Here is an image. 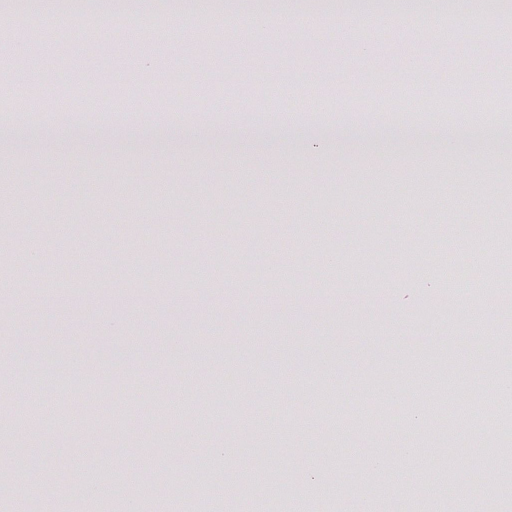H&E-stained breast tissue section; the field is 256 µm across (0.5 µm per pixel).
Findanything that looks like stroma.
<instances>
[{
	"label": "stroma",
	"instance_id": "1",
	"mask_svg": "<svg viewBox=\"0 0 512 512\" xmlns=\"http://www.w3.org/2000/svg\"><path fill=\"white\" fill-rule=\"evenodd\" d=\"M280 2L279 27L246 16L230 38L213 20L204 38L133 44L114 37L116 17L0 45L12 97L52 108L86 90L114 107L0 131V253L13 258L0 341L28 332L39 346L29 383L0 351L11 512H155L174 474L202 484L218 470L235 488L222 512H258L253 471L295 505L326 467L345 489L331 512H400L406 492L440 512L445 463L463 471L453 488L472 512H512V461L474 477L456 453L490 434L466 417L479 389L462 393L452 437L434 429L425 381L443 366L400 379L426 352L461 376L512 342V288L492 274L506 258L483 233L493 222L512 242V145L490 150L455 121L478 90L512 122L494 62L471 52L512 41V12L444 33L407 14L303 21ZM438 63L447 121L414 116L407 98H430ZM464 64L474 81L458 78ZM314 86L334 94L330 117L303 115ZM146 243L164 275L145 277ZM87 275L111 289L57 303L51 280ZM443 302L457 319L433 315ZM22 454L29 483L14 479Z\"/></svg>",
	"mask_w": 512,
	"mask_h": 512
}]
</instances>
